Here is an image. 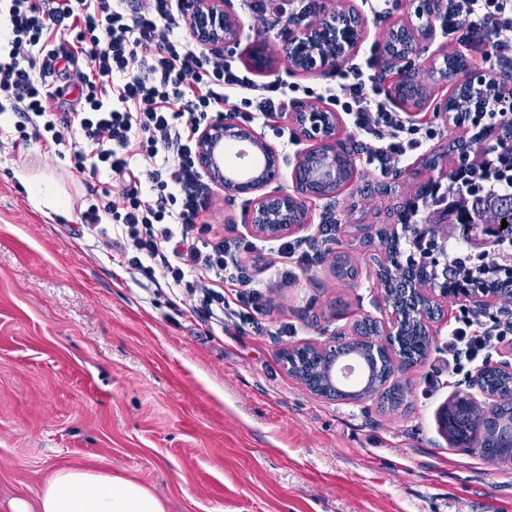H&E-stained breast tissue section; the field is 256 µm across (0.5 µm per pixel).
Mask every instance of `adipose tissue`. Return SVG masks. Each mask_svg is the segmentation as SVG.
Instances as JSON below:
<instances>
[{
	"mask_svg": "<svg viewBox=\"0 0 512 512\" xmlns=\"http://www.w3.org/2000/svg\"><path fill=\"white\" fill-rule=\"evenodd\" d=\"M12 512H167L142 483L89 469H58L35 501L13 499Z\"/></svg>",
	"mask_w": 512,
	"mask_h": 512,
	"instance_id": "adipose-tissue-1",
	"label": "adipose tissue"
}]
</instances>
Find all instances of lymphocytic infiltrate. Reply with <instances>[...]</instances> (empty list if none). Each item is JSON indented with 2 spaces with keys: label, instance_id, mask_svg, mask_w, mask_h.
Here are the masks:
<instances>
[{
  "label": "lymphocytic infiltrate",
  "instance_id": "obj_1",
  "mask_svg": "<svg viewBox=\"0 0 512 512\" xmlns=\"http://www.w3.org/2000/svg\"><path fill=\"white\" fill-rule=\"evenodd\" d=\"M0 17L8 22L0 41V112L20 114V140L41 129L55 144L72 142L74 167L87 185L105 175L122 184L120 198L104 196L83 222L121 224L108 247L131 266L158 263L176 286L195 277L193 314L223 325L252 322L260 292L232 262L231 243L196 222L209 206L195 161L202 126L226 116L267 121L299 99L323 100L349 116L363 164L382 174L434 137L426 123L390 105L373 60L336 85H258L232 60L175 36L174 0H0ZM441 26L490 68H512V0H448ZM74 83L79 94L71 111L57 113V100ZM135 154L143 169L132 167ZM228 285L246 311L232 309ZM503 312L490 327L472 313L458 321L448 333L449 369L478 363L512 335V301Z\"/></svg>",
  "mask_w": 512,
  "mask_h": 512
}]
</instances>
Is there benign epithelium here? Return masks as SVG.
Wrapping results in <instances>:
<instances>
[{"label": "benign epithelium", "mask_w": 512, "mask_h": 512, "mask_svg": "<svg viewBox=\"0 0 512 512\" xmlns=\"http://www.w3.org/2000/svg\"><path fill=\"white\" fill-rule=\"evenodd\" d=\"M448 8L447 0H418L414 16L402 17L392 23L382 46L385 70L394 72L391 96L406 110H419L428 103L425 88L414 78L413 60L417 48L427 47L434 36V20ZM185 24L198 45L211 53H222L229 45H238L241 40L242 22L234 10L231 0H188L184 14ZM367 37L365 17L350 5H338L334 0H323L314 19L296 22L288 30L287 49L291 69L298 73H318L334 70L360 50ZM441 65H432L431 73L437 81L458 89L464 86L494 85V75L476 71L464 59L448 68V48L438 49ZM246 62L258 73L273 69L274 59L261 43L246 48ZM452 98H444L435 106L436 111L448 120V131L453 142L473 146L475 138L469 136L470 129L463 126L451 109ZM496 105L500 112L501 126H512V90H503ZM288 120L299 136L309 143L292 168L291 186H279L281 179L280 153L267 139L265 132L243 125L226 117L205 125L199 133L200 148L198 164L209 168L211 185L224 191L232 200L247 196L244 226L247 232L264 240H279L296 236L309 237L312 231L310 206L317 200H332L349 187L355 175V166L349 154L340 145L337 136L340 127L338 113L320 103H311L288 113ZM242 144L256 158V164H248L234 170L224 165L223 146L226 143ZM470 153L453 151L443 158V167L423 158L417 162L418 174L440 170L448 176ZM448 265V254H440L434 265L420 274L408 276L388 287L384 276L392 273L389 254L377 261L374 269L375 282L381 288L385 308L380 318H365L353 324L351 330L338 331L323 342H307L287 348L282 352L285 370L292 377L303 379L301 357L314 352L319 359L318 371L321 382L308 385L315 394L328 399L357 400L369 398L379 390L372 375L356 390L340 387L336 381V367L354 360L363 365L371 364L383 372L382 382H387L399 370V366L411 367L413 361L402 356V345L409 330L414 329L423 336H431L436 315L443 310L444 303L452 298L459 302L485 308L505 298L512 297L509 288H489L481 282H467L451 288L443 273ZM495 371L509 379L507 392L499 393L482 388L487 371ZM473 384L480 388L484 403L495 407L504 401H512V347L502 352V359L479 367ZM466 406L475 408L478 401L468 393H456L437 412L438 428L448 440V445H457L456 438L448 432V407Z\"/></svg>", "instance_id": "1"}]
</instances>
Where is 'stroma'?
I'll return each mask as SVG.
<instances>
[{"label":"stroma","mask_w":512,"mask_h":512,"mask_svg":"<svg viewBox=\"0 0 512 512\" xmlns=\"http://www.w3.org/2000/svg\"><path fill=\"white\" fill-rule=\"evenodd\" d=\"M232 3L242 34L226 55L245 66L261 40L276 58L255 81H340L338 70L290 72L285 54L289 20L313 19L320 0L261 19ZM17 120L0 115V512L36 499L63 467L138 481L168 512H512V460L449 447L438 430L439 407L475 372L448 370V331L465 306L449 302L425 361L397 373L396 408L317 397L281 365L286 348L381 316L373 261L380 229L415 196L410 164L385 175L357 165L349 188L313 206L315 245H297L305 261L275 273L277 242L251 236L243 199L211 188L199 223L239 243L238 263L264 288L254 324L224 331L191 314L185 287L113 261L82 222L98 199L70 148L47 135L20 143ZM42 180L61 208L33 206ZM337 254L356 279L336 276Z\"/></svg>","instance_id":"35a3bbf8"}]
</instances>
